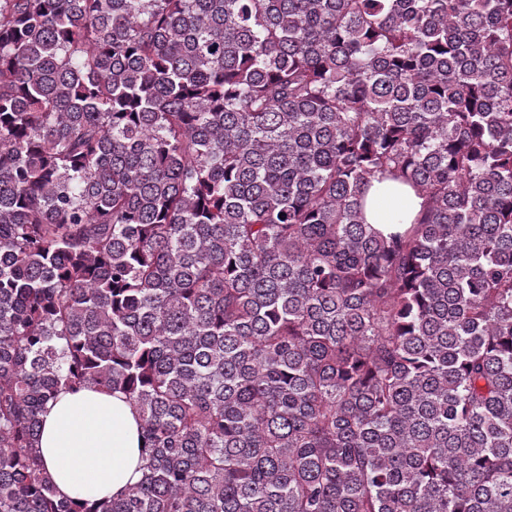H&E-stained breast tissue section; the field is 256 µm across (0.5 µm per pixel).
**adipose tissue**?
<instances>
[{"instance_id": "adipose-tissue-1", "label": "adipose tissue", "mask_w": 512, "mask_h": 512, "mask_svg": "<svg viewBox=\"0 0 512 512\" xmlns=\"http://www.w3.org/2000/svg\"><path fill=\"white\" fill-rule=\"evenodd\" d=\"M394 200L408 221L424 204L410 186L376 180L365 197L366 223L394 231L388 210ZM141 445L138 414L121 392H63L46 406L39 449L58 496L105 497L137 484L142 478Z\"/></svg>"}]
</instances>
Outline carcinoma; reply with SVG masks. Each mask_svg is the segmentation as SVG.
I'll list each match as a JSON object with an SVG mask.
<instances>
[{
  "label": "carcinoma",
  "mask_w": 512,
  "mask_h": 512,
  "mask_svg": "<svg viewBox=\"0 0 512 512\" xmlns=\"http://www.w3.org/2000/svg\"><path fill=\"white\" fill-rule=\"evenodd\" d=\"M0 512H512V0H0ZM398 201L402 206V216L407 223L422 210L424 198L419 196L410 186L392 179L373 181L365 197L364 216L368 224H373L384 233L396 230L393 217L387 205ZM138 413L119 392H61L43 415L39 449L59 497L115 495L142 478Z\"/></svg>",
  "instance_id": "1"
}]
</instances>
